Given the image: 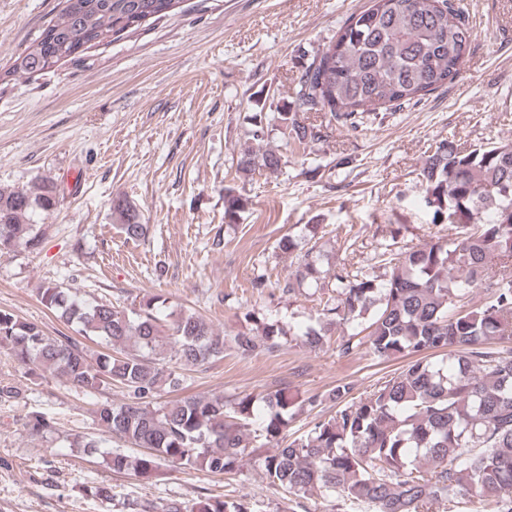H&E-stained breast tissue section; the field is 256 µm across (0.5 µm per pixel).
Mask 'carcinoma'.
<instances>
[{
	"instance_id": "obj_1",
	"label": "carcinoma",
	"mask_w": 512,
	"mask_h": 512,
	"mask_svg": "<svg viewBox=\"0 0 512 512\" xmlns=\"http://www.w3.org/2000/svg\"><path fill=\"white\" fill-rule=\"evenodd\" d=\"M179 0H64L52 19L4 73L50 71L74 60L105 39L118 41L170 15ZM468 16L455 0H370L348 16L336 36L301 73L295 100L306 112H324L327 124H304L281 113L300 144L324 138L329 127L357 130L375 121L379 110L417 104L454 82L473 40ZM273 151H247L238 162L244 173L275 171ZM425 202L433 222L445 221L455 236L387 253V279L346 266L321 269L308 250L279 283L286 293L309 283L327 292L325 325L297 333L303 345L323 344L325 326L356 329L353 339L373 356L401 355L405 368L377 384L365 397L338 383L328 394L336 412L314 423L303 436L286 440L296 398L278 390L264 401L262 432L277 448L262 458L269 482L291 495L319 486L342 504L368 512H428L438 498L468 500L473 512H512V142L466 149L439 142L421 165ZM58 204L57 187L38 183L0 192V257L19 241L30 249L43 244L30 224L38 209L46 215ZM245 204L224 194V221L234 223ZM125 239L138 242L148 226L130 206L117 204ZM484 298L465 304L470 289ZM40 301L62 319L120 352H89L69 338L47 336L34 323L0 310V347L34 371L59 375L75 388L125 391L117 403L95 410L101 429L145 449L138 456L114 452L107 464L145 481L162 465L204 468L232 474L251 451L245 443L254 404L244 397H187L160 405L163 387L175 388L179 367L224 358V337L194 312L164 313L166 300L154 298L139 310L107 301L86 302L71 288L49 285ZM27 426L35 434L52 430L45 414L32 411ZM162 512H252L248 495L209 497L190 506L169 503Z\"/></svg>"
}]
</instances>
